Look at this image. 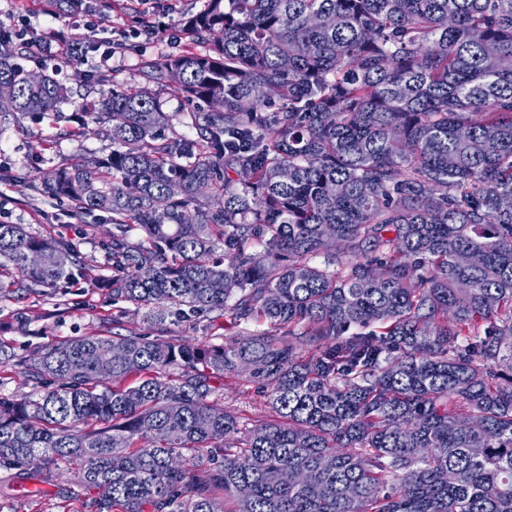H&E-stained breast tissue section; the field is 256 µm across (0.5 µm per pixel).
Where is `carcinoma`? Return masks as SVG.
I'll list each match as a JSON object with an SVG mask.
<instances>
[{"label": "carcinoma", "instance_id": "obj_1", "mask_svg": "<svg viewBox=\"0 0 512 512\" xmlns=\"http://www.w3.org/2000/svg\"><path fill=\"white\" fill-rule=\"evenodd\" d=\"M183 30L60 131L112 151L29 187L107 215L112 299L257 329L41 346L0 469H76L89 512H512V0H206ZM0 85V120L70 101L1 38ZM0 269L39 293L82 267L0 222ZM243 369L280 417L244 434L214 386Z\"/></svg>", "mask_w": 512, "mask_h": 512}]
</instances>
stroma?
Here are the masks:
<instances>
[{
    "mask_svg": "<svg viewBox=\"0 0 512 512\" xmlns=\"http://www.w3.org/2000/svg\"><path fill=\"white\" fill-rule=\"evenodd\" d=\"M205 0H112L111 11H101L96 0H81L77 10L47 20L42 0H10L8 7L15 16H29L36 29L46 24L75 33L82 15L93 14L103 37L118 36L135 31L125 52L111 61L93 57L89 67H105L108 81L95 86L85 85L76 78L75 67L64 64L62 55L47 57L49 66L60 68L61 77L69 87L70 102L65 112H72L83 96H99L109 91L112 84L138 82L142 59H162L180 51V44L170 42L172 33L181 32V20L187 14L199 11ZM149 20L156 30L153 38L138 35L139 19ZM110 150L109 141L89 131L81 140L57 135L47 125H36L29 120L12 119L0 123V170L12 174L11 183L0 186L9 197L10 220L29 225L34 233L62 238L76 248L85 268V277L74 283H62L57 288L35 294L19 291L0 297V342L7 344L12 359L0 365V397H12L38 391L39 386L23 374L19 360L43 344L76 336H108L114 332H136L154 336L160 333L178 336L195 344H221L231 341L239 332L237 326L198 314L185 319L167 318L162 326L147 322L136 313L130 303L113 300L111 294L92 287L90 277L103 273L106 255L103 243L112 226L101 217L87 218L78 223L67 214L65 203L36 196L28 188L41 167L71 163L84 156H103ZM218 387L224 393V407L232 411L241 426L251 428L262 422L275 420L267 396L248 373L220 379ZM75 473L52 479L44 484L39 500L22 494L0 495V512H88L87 495L78 485Z\"/></svg>",
    "mask_w": 512,
    "mask_h": 512,
    "instance_id": "35a3bbf8",
    "label": "stroma"
}]
</instances>
